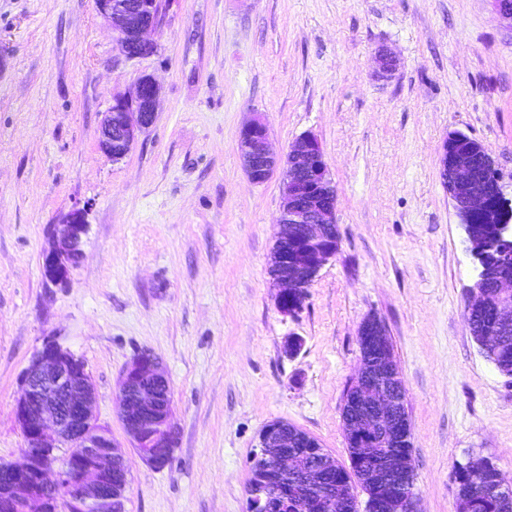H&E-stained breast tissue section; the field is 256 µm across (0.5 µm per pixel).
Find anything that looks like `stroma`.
<instances>
[{
	"label": "stroma",
	"mask_w": 512,
	"mask_h": 512,
	"mask_svg": "<svg viewBox=\"0 0 512 512\" xmlns=\"http://www.w3.org/2000/svg\"><path fill=\"white\" fill-rule=\"evenodd\" d=\"M164 2L156 51L130 59L94 0H0V462L22 458L20 381L53 341L84 362L125 452V512H249L269 421L348 464L343 393L373 315L406 388L418 512H456L453 467L471 450L512 482V376L472 337L478 269L439 164L460 131L512 175V28L491 0ZM382 48L397 59L387 78ZM145 75L159 117L110 161L102 115ZM257 113L278 154L314 134L337 191L339 251L293 317L269 275L281 178L252 183L238 153ZM76 207L83 257L56 284L49 227ZM144 351L179 432L161 470L117 416Z\"/></svg>",
	"instance_id": "35a3bbf8"
}]
</instances>
